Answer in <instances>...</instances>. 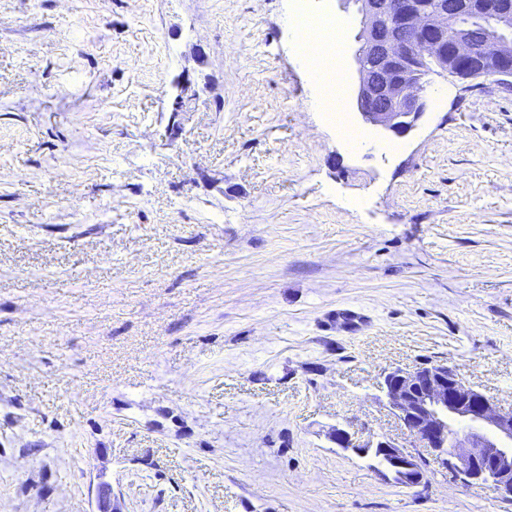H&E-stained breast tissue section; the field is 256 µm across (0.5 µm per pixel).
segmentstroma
I'll list each match as a JSON object with an SVG mask.
<instances>
[{"mask_svg": "<svg viewBox=\"0 0 512 512\" xmlns=\"http://www.w3.org/2000/svg\"><path fill=\"white\" fill-rule=\"evenodd\" d=\"M310 8L355 149L293 0H0V512H512L331 437L408 444L422 363L512 408V87L430 75L385 134L354 0Z\"/></svg>", "mask_w": 512, "mask_h": 512, "instance_id": "35a3bbf8", "label": "stroma"}]
</instances>
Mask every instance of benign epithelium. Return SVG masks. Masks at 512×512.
<instances>
[{
  "label": "benign epithelium",
  "mask_w": 512,
  "mask_h": 512,
  "mask_svg": "<svg viewBox=\"0 0 512 512\" xmlns=\"http://www.w3.org/2000/svg\"><path fill=\"white\" fill-rule=\"evenodd\" d=\"M362 15L356 55L359 85L356 108L364 122L396 136H406L427 110L420 88V60L430 59L454 78L482 77L486 58L472 38L473 25L492 30L496 76L512 82V0H400L388 19L379 0H353ZM382 389L390 409L413 436L409 451L391 439L358 444L343 428L333 431L336 445L361 454L385 457L379 472L391 480L406 476L427 484L429 462L450 470L464 482L488 488L512 500V410L466 383L445 363L399 368L384 375ZM474 430L461 433L456 423ZM112 489L98 487L96 512H112Z\"/></svg>",
  "instance_id": "obj_1"
}]
</instances>
